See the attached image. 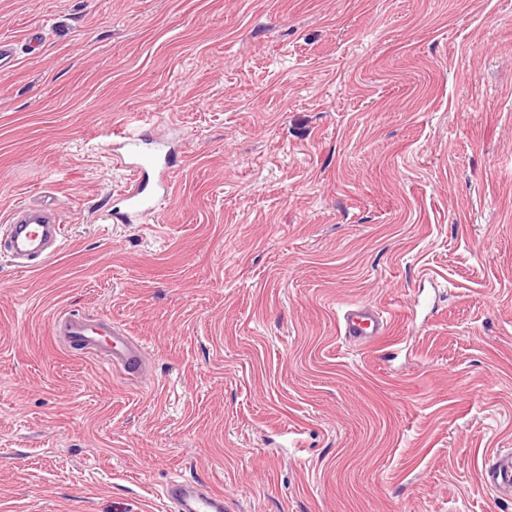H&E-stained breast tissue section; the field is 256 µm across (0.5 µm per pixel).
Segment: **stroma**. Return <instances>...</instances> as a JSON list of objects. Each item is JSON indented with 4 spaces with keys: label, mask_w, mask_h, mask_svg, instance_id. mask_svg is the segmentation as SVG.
I'll list each match as a JSON object with an SVG mask.
<instances>
[{
    "label": "stroma",
    "mask_w": 512,
    "mask_h": 512,
    "mask_svg": "<svg viewBox=\"0 0 512 512\" xmlns=\"http://www.w3.org/2000/svg\"><path fill=\"white\" fill-rule=\"evenodd\" d=\"M1 38L0 218L50 191L65 246L0 254V512H169L179 476L231 512H512L479 484L512 449V0H0ZM142 112L176 194L124 224L106 134ZM357 301L391 317L364 350ZM389 321L383 312L368 302H353L342 310L339 331L354 345L366 346L385 336ZM52 336L68 345L98 357L103 368L127 378H140L145 361L141 344L128 336L111 319L92 320L72 313H59L52 319Z\"/></svg>",
    "instance_id": "stroma-1"
}]
</instances>
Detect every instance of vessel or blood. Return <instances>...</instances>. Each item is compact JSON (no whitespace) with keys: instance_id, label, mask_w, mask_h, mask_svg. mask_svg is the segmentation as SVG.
<instances>
[{"instance_id":"vessel-or-blood-1","label":"vessel or blood","mask_w":512,"mask_h":512,"mask_svg":"<svg viewBox=\"0 0 512 512\" xmlns=\"http://www.w3.org/2000/svg\"><path fill=\"white\" fill-rule=\"evenodd\" d=\"M144 140L136 130L121 127L112 131V146L130 160L135 172L122 196L123 223L132 224L151 217L162 201L174 194V180L156 157L146 155ZM63 245V227L56 209L42 202H21L0 225V252L19 268L41 266L54 257ZM389 321L382 311L368 302L347 304L339 319V331L352 344L365 346L385 336ZM52 334L65 339L77 350L98 357L103 368L127 378L141 377L145 353L141 344L112 324L111 320H92L77 314L60 313L52 319ZM483 488L512 495V450L498 451L481 469ZM165 494L173 512H225L222 493L195 480L170 481Z\"/></svg>"}]
</instances>
